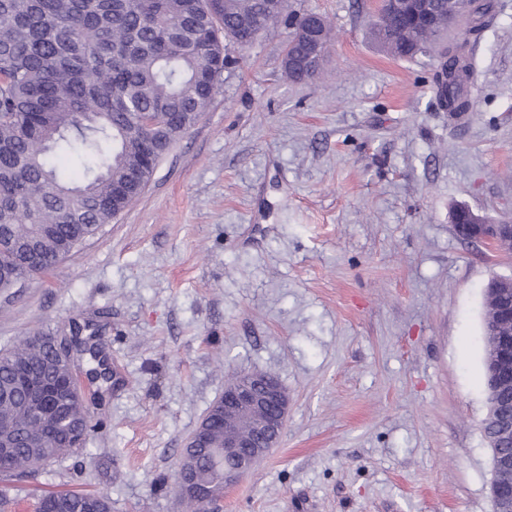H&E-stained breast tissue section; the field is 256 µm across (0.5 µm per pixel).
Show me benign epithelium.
Returning <instances> with one entry per match:
<instances>
[{
  "instance_id": "7a95c632",
  "label": "benign epithelium",
  "mask_w": 512,
  "mask_h": 512,
  "mask_svg": "<svg viewBox=\"0 0 512 512\" xmlns=\"http://www.w3.org/2000/svg\"><path fill=\"white\" fill-rule=\"evenodd\" d=\"M436 0H380L378 15L394 23L406 17L413 21L428 23L435 15ZM475 0H448V25L456 17L471 10ZM459 237L471 242L489 244L497 249L512 250V224H492L485 216L464 208L459 223L454 225ZM512 292V281L503 277L492 278L486 286L490 313L485 325L492 337L487 354L490 392L494 395L512 388V302L504 303ZM29 400L33 406L44 404L54 397V387L42 376L30 372ZM224 412H237L253 418L252 429L246 436L235 432L224 433L223 456L235 464L224 469V486H229L244 477L251 469L252 461L268 455L277 447L288 416L289 397L275 376L242 374L224 384ZM512 404L506 398L490 400L485 418L496 425V433L488 438L491 456L492 480L490 496L493 512H512V449L503 448L512 437V420L506 409ZM13 429L10 422L0 421V459H9L14 448L7 439ZM198 493L195 479L187 473H178L177 494L184 499Z\"/></svg>"
}]
</instances>
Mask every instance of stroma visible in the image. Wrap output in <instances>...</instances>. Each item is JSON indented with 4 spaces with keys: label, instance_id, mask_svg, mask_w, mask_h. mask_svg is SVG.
Returning a JSON list of instances; mask_svg holds the SVG:
<instances>
[{
    "label": "stroma",
    "instance_id": "obj_1",
    "mask_svg": "<svg viewBox=\"0 0 512 512\" xmlns=\"http://www.w3.org/2000/svg\"><path fill=\"white\" fill-rule=\"evenodd\" d=\"M470 112L436 97L440 60L372 39L374 0H290L330 20L321 75L286 78L289 30L229 44L199 123L140 198L48 277L0 294V348L79 324L81 453L8 481L183 512L182 448L227 374L274 373L277 448L217 512H492L482 430L484 289L512 276L457 237L454 205L512 221V0H491Z\"/></svg>",
    "mask_w": 512,
    "mask_h": 512
}]
</instances>
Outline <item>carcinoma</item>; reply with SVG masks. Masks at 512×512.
I'll return each instance as SVG.
<instances>
[{
  "instance_id": "carcinoma-1",
  "label": "carcinoma",
  "mask_w": 512,
  "mask_h": 512,
  "mask_svg": "<svg viewBox=\"0 0 512 512\" xmlns=\"http://www.w3.org/2000/svg\"><path fill=\"white\" fill-rule=\"evenodd\" d=\"M484 0L473 18L462 14L478 36L490 18ZM291 29L295 55L315 54L321 66L328 23L307 14L322 34L313 47L300 31L288 0H0V290L50 271L76 247L110 224L147 187L155 159L202 118L218 89L214 75L227 64L225 41L253 42L272 24ZM371 34L388 54L412 59L436 51L440 27L405 22L372 23ZM477 42L463 41L461 65L441 71L444 109L470 111L465 86L476 75ZM74 154L78 181L63 179L52 159ZM38 332L0 350V419L15 423L16 453L0 475L23 477L47 462L79 449L90 431L86 406L65 401L59 409L22 407L13 387L19 366L65 377L71 361ZM246 421L219 418L207 447L182 466L215 492L224 493V467L213 460L224 446V429H245ZM37 512H112L107 495L92 491H50Z\"/></svg>"
}]
</instances>
